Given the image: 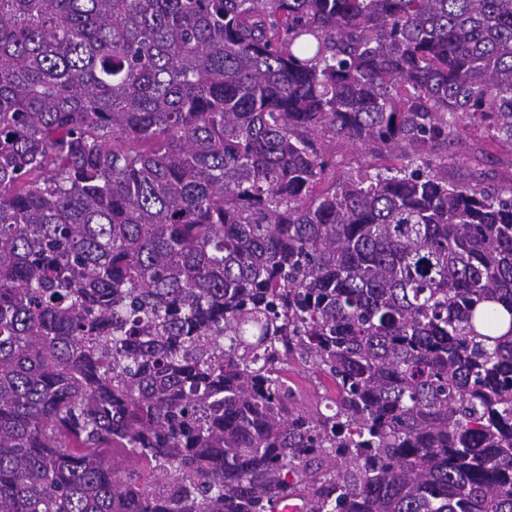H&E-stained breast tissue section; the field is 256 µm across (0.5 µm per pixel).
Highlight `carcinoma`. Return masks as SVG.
<instances>
[{"label":"carcinoma","instance_id":"carcinoma-1","mask_svg":"<svg viewBox=\"0 0 512 512\" xmlns=\"http://www.w3.org/2000/svg\"><path fill=\"white\" fill-rule=\"evenodd\" d=\"M470 136L512 152V0H0V512H512ZM336 158V179L342 177L349 166H374L383 163L374 153L360 146H353L345 140H336L329 146ZM288 385H291L295 396L296 404L315 407L317 401H321L320 396L324 393L318 374L312 373L301 367H292L287 374Z\"/></svg>","mask_w":512,"mask_h":512}]
</instances>
